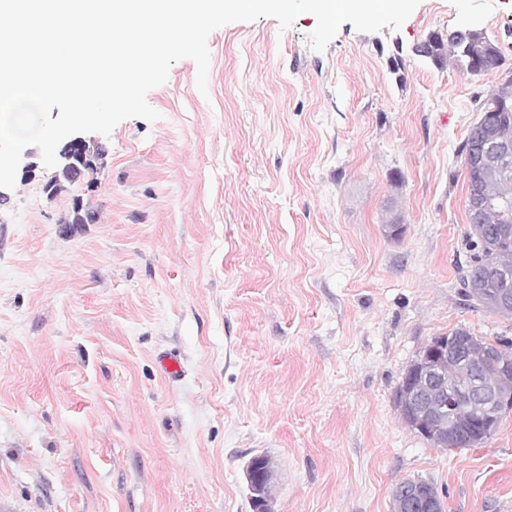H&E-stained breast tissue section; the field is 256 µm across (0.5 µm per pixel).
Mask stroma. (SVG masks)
Returning a JSON list of instances; mask_svg holds the SVG:
<instances>
[{
  "mask_svg": "<svg viewBox=\"0 0 512 512\" xmlns=\"http://www.w3.org/2000/svg\"><path fill=\"white\" fill-rule=\"evenodd\" d=\"M316 25L214 30L206 92L175 62L147 94L159 120L121 121L54 197L24 150L0 203V512H252L256 454L276 512H392L413 478L445 512H512V412L442 451L394 401L432 337L512 342L459 282V150L512 68V0H420L399 30L346 22L321 53ZM471 26L503 69L412 52ZM77 198L96 222L70 223Z\"/></svg>",
  "mask_w": 512,
  "mask_h": 512,
  "instance_id": "35a3bbf8",
  "label": "stroma"
}]
</instances>
